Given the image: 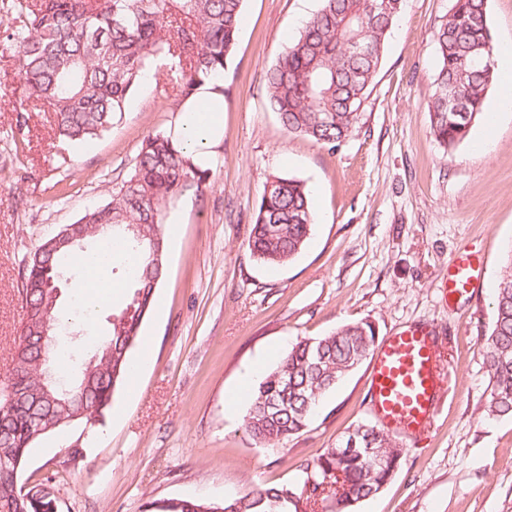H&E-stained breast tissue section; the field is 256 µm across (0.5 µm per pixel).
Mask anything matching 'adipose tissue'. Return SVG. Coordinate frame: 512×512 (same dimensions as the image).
Listing matches in <instances>:
<instances>
[{
  "instance_id": "adipose-tissue-1",
  "label": "adipose tissue",
  "mask_w": 512,
  "mask_h": 512,
  "mask_svg": "<svg viewBox=\"0 0 512 512\" xmlns=\"http://www.w3.org/2000/svg\"><path fill=\"white\" fill-rule=\"evenodd\" d=\"M181 125L178 144L194 162H203L210 147L216 144L224 127V95L214 84L204 85L197 97L185 100L181 106ZM99 257L85 262L86 274L81 288L84 293L85 327H93L99 312L111 306L122 292L112 280V249L102 245Z\"/></svg>"
}]
</instances>
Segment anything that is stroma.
I'll return each mask as SVG.
<instances>
[{"mask_svg": "<svg viewBox=\"0 0 512 512\" xmlns=\"http://www.w3.org/2000/svg\"><path fill=\"white\" fill-rule=\"evenodd\" d=\"M0 0V383L23 315L25 263L40 243L126 177L148 135H174L181 103L155 68L120 121L81 148L53 141L50 115L25 126V99ZM321 0H245L224 72V132L203 192L170 206L165 276L143 334L149 361L94 427L59 430L31 452L24 476L51 479L58 512H146L153 500L221 501L295 482L348 428L373 420L370 360L344 378L309 427L256 444L244 417L263 376L303 338L365 320L378 338L413 325L447 337L448 397L427 438L404 444L401 467L357 512H512V418L485 413L484 365L494 288L512 256V108L484 113L453 149L430 134L436 37L452 0H405L356 131L336 147L294 136L268 104L266 73ZM307 182L316 224L290 264L265 267L247 247L268 175ZM464 250L480 253L472 294L446 301L441 278ZM80 272L59 303L71 335L56 349L79 362L107 335L120 296L94 329L79 321Z\"/></svg>", "mask_w": 512, "mask_h": 512, "instance_id": "obj_1", "label": "stroma"}]
</instances>
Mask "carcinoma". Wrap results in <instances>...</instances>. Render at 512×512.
<instances>
[{"label": "carcinoma", "mask_w": 512, "mask_h": 512, "mask_svg": "<svg viewBox=\"0 0 512 512\" xmlns=\"http://www.w3.org/2000/svg\"><path fill=\"white\" fill-rule=\"evenodd\" d=\"M381 0H322L299 36L282 51L267 74L269 105L288 133L332 147L356 128L381 66L385 43L399 11L379 8ZM21 24L8 28L26 104L15 109L26 124L30 107L53 114L54 135L80 145L116 124L158 57L170 61L176 94L195 96L208 82L224 79L239 34L244 0H13ZM371 47L368 54L351 43ZM496 47L485 0H454L437 33V71L428 103L430 134L446 149L464 140L484 112L496 82ZM209 170L195 165L170 136L156 133L142 143L126 179L110 200L86 211L76 223L85 240L112 238L116 255L130 256L119 276L131 298L112 315L107 337L94 362L73 379L86 385L77 397L50 398L40 380L39 326L64 328L57 302L56 271L76 265L84 248L56 249L42 242L26 263L24 318L5 389L18 396L3 409L0 398V457L13 461L0 471V512H49L55 487L46 479L21 496L19 475L30 450L51 433L93 426L111 408L117 388L133 371L131 352L142 340L166 269L163 224L172 200L185 188L202 190ZM257 200L248 248L260 263L280 266L304 248L316 222L310 191L300 179L270 175ZM100 224H110L106 231ZM144 224L146 231L128 229ZM376 342L368 322L304 338L257 386L245 428L262 446H275L308 427L321 398L357 369ZM484 363L491 385L485 412L512 417V257L504 265L493 297V316ZM46 419L56 427L39 428ZM357 449L336 444L303 468L295 483L249 490L222 502L182 498L156 501L151 512H354L381 492L396 475L402 448L378 425H354ZM373 448L368 454L365 449Z\"/></svg>", "instance_id": "carcinoma-1"}]
</instances>
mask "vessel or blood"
<instances>
[{
	"instance_id": "vessel-or-blood-1",
	"label": "vessel or blood",
	"mask_w": 512,
	"mask_h": 512,
	"mask_svg": "<svg viewBox=\"0 0 512 512\" xmlns=\"http://www.w3.org/2000/svg\"><path fill=\"white\" fill-rule=\"evenodd\" d=\"M482 262L475 253L455 258L443 277L447 297L472 292ZM445 346L433 330L410 327L387 336L374 357L369 380L371 410L398 437L423 440L447 386L441 366Z\"/></svg>"
}]
</instances>
